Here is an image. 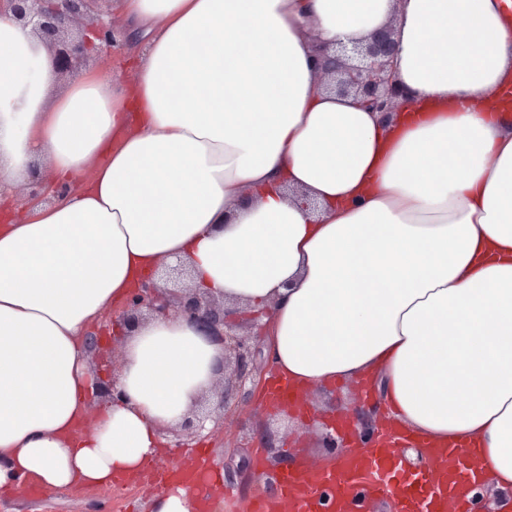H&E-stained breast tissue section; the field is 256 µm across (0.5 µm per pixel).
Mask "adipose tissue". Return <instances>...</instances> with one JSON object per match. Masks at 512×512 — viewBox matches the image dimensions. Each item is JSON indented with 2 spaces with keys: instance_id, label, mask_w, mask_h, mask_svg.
I'll return each mask as SVG.
<instances>
[{
  "instance_id": "1",
  "label": "adipose tissue",
  "mask_w": 512,
  "mask_h": 512,
  "mask_svg": "<svg viewBox=\"0 0 512 512\" xmlns=\"http://www.w3.org/2000/svg\"><path fill=\"white\" fill-rule=\"evenodd\" d=\"M116 12L145 40L131 75L97 66L53 99L50 53L0 16V195L36 161L68 188L0 227V489H106L212 394L222 350L173 314L120 342L122 399H91L89 324L183 260L194 286L264 311L297 389L367 381L385 422L478 447L475 483L512 493V0ZM385 25L410 92L392 124L319 90L314 56Z\"/></svg>"
}]
</instances>
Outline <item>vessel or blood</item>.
<instances>
[{
    "label": "vessel or blood",
    "instance_id": "obj_1",
    "mask_svg": "<svg viewBox=\"0 0 512 512\" xmlns=\"http://www.w3.org/2000/svg\"><path fill=\"white\" fill-rule=\"evenodd\" d=\"M429 456L438 463V473L406 476L397 448L378 440L371 448L340 455L332 469L312 468L302 450H295V469L284 475L279 496L256 491L249 512H322L323 493L333 496L335 512H353L355 502L386 491L400 490L402 512H471L463 492L474 449L461 451L432 448ZM147 481L158 486L179 485L196 488L199 512H209L215 471L206 463L180 470L150 473Z\"/></svg>",
    "mask_w": 512,
    "mask_h": 512
}]
</instances>
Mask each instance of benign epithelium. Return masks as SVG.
<instances>
[{
  "label": "benign epithelium",
  "instance_id": "benign-epithelium-1",
  "mask_svg": "<svg viewBox=\"0 0 512 512\" xmlns=\"http://www.w3.org/2000/svg\"><path fill=\"white\" fill-rule=\"evenodd\" d=\"M111 0H0V15L10 14L30 28L51 53L59 78L63 79L97 56L103 63L112 57H124L128 39L123 27L112 20L106 8ZM98 41L96 54L90 53L89 37ZM396 42L390 26L380 27L366 38L351 44L336 43L320 50V65L332 75L329 89L339 96L352 95L361 104L391 121L395 106L406 99L407 91L399 84L394 71ZM50 200L43 190V181L35 177L29 183L27 202ZM187 266L178 261L163 265L152 278L140 282L119 316L104 313L86 332L88 348L97 357L103 351L101 336L119 325L134 328L150 317L172 313L186 317L209 342L221 347L224 357L219 364V399L211 404L201 400L195 409L174 430L170 451L183 454L200 438H224V469L228 480L249 487L255 478L250 456L244 451L240 430L233 427L236 412L234 396H252L262 386L263 365L266 364L263 344L248 337V322L237 321L224 303L208 296L201 288H189ZM116 382L111 378L97 380L93 398L107 400L118 396ZM381 419L380 401L355 414V441L367 445ZM323 452L334 454L344 448V440L327 423H320ZM267 465L262 471L264 485L274 491L280 487L282 450L266 448Z\"/></svg>",
  "mask_w": 512,
  "mask_h": 512
}]
</instances>
